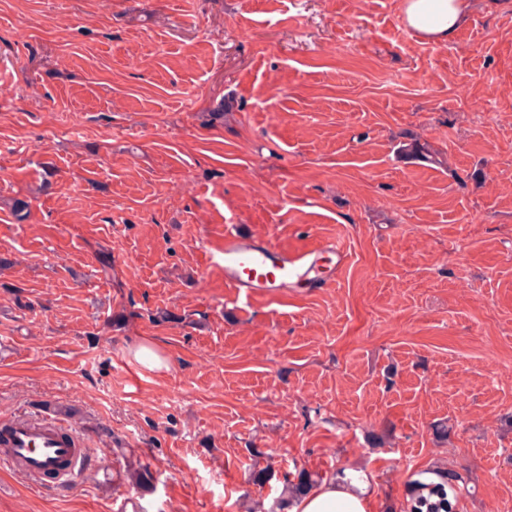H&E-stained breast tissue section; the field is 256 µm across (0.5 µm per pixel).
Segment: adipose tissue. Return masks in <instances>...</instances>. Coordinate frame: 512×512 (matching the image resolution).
I'll use <instances>...</instances> for the list:
<instances>
[{
    "label": "adipose tissue",
    "mask_w": 512,
    "mask_h": 512,
    "mask_svg": "<svg viewBox=\"0 0 512 512\" xmlns=\"http://www.w3.org/2000/svg\"><path fill=\"white\" fill-rule=\"evenodd\" d=\"M467 9V0H401L408 27L436 42L451 40ZM363 491L336 481L325 482L295 501L290 512H368Z\"/></svg>",
    "instance_id": "adipose-tissue-1"
}]
</instances>
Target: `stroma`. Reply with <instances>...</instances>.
I'll return each mask as SVG.
<instances>
[{
  "mask_svg": "<svg viewBox=\"0 0 512 512\" xmlns=\"http://www.w3.org/2000/svg\"><path fill=\"white\" fill-rule=\"evenodd\" d=\"M234 231L349 263L248 302ZM50 405L112 470L0 468V512H269L341 468L403 512L434 465L512 512V0L444 44L401 0H0V422Z\"/></svg>",
  "mask_w": 512,
  "mask_h": 512,
  "instance_id": "obj_1",
  "label": "stroma"
}]
</instances>
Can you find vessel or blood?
Listing matches in <instances>:
<instances>
[{
  "instance_id": "1",
  "label": "vessel or blood",
  "mask_w": 512,
  "mask_h": 512,
  "mask_svg": "<svg viewBox=\"0 0 512 512\" xmlns=\"http://www.w3.org/2000/svg\"><path fill=\"white\" fill-rule=\"evenodd\" d=\"M224 282L248 298H279L335 281L348 263L337 243L291 251L262 237L229 233L220 248ZM88 450L82 435L54 412L26 413L0 424V466L40 489L72 487Z\"/></svg>"
}]
</instances>
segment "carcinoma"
<instances>
[{"instance_id":"cac0c4a2","label":"carcinoma","mask_w":512,"mask_h":512,"mask_svg":"<svg viewBox=\"0 0 512 512\" xmlns=\"http://www.w3.org/2000/svg\"><path fill=\"white\" fill-rule=\"evenodd\" d=\"M461 475L450 467L421 471L411 480L407 504L403 512H456ZM318 485L306 470L299 472L297 480L288 483L286 492L292 502Z\"/></svg>"}]
</instances>
